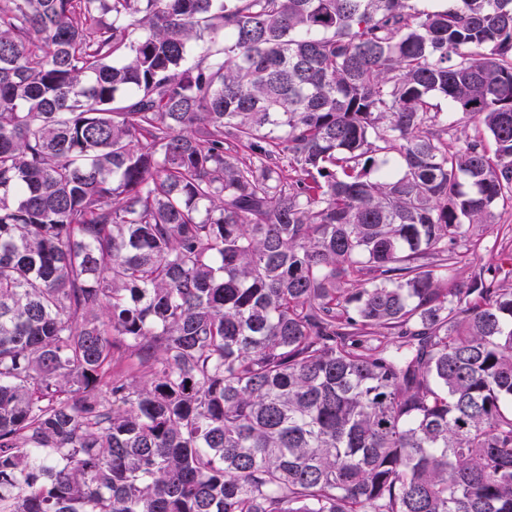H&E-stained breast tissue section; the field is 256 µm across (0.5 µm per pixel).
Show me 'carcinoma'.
<instances>
[{"mask_svg": "<svg viewBox=\"0 0 512 512\" xmlns=\"http://www.w3.org/2000/svg\"><path fill=\"white\" fill-rule=\"evenodd\" d=\"M419 2L0 0V512H512V0ZM460 114L448 112V143L454 148L463 146L466 137L475 133V124L467 120H460ZM507 224L512 228V206L500 205L490 223L473 226L475 235L481 237V245L475 252L470 251L466 261L456 267V282H467L474 270L483 268L491 271L502 285H512V274H506L512 268L505 261L506 255L512 253V233H508ZM500 227L502 228L499 231ZM505 232L507 235H504ZM500 266H503L501 270L498 269ZM112 375L124 376L129 379L147 380L144 371L137 365L134 357L129 356V353L121 349L116 351L112 357Z\"/></svg>", "mask_w": 512, "mask_h": 512, "instance_id": "1", "label": "carcinoma"}]
</instances>
